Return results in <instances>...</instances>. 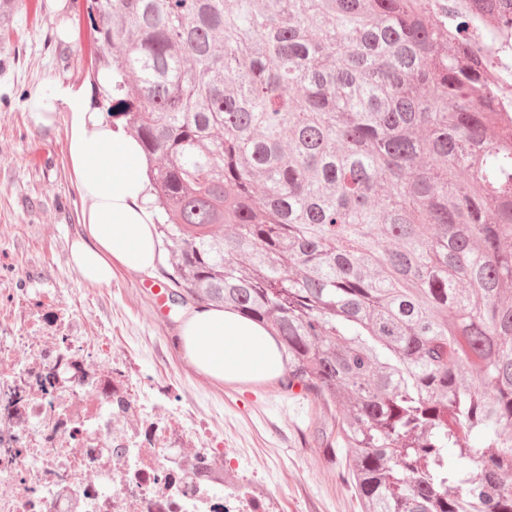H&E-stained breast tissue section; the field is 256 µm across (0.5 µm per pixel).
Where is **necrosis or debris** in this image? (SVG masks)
Returning <instances> with one entry per match:
<instances>
[{
    "mask_svg": "<svg viewBox=\"0 0 512 512\" xmlns=\"http://www.w3.org/2000/svg\"><path fill=\"white\" fill-rule=\"evenodd\" d=\"M28 332L0 338V512H268L228 497L202 436L138 407L96 336L74 335L63 307L15 298Z\"/></svg>",
    "mask_w": 512,
    "mask_h": 512,
    "instance_id": "necrosis-or-debris-1",
    "label": "necrosis or debris"
}]
</instances>
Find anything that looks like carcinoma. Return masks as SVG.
Wrapping results in <instances>:
<instances>
[{
    "label": "carcinoma",
    "mask_w": 512,
    "mask_h": 512,
    "mask_svg": "<svg viewBox=\"0 0 512 512\" xmlns=\"http://www.w3.org/2000/svg\"><path fill=\"white\" fill-rule=\"evenodd\" d=\"M26 0H0V27ZM85 0L163 287L264 326L361 512H512V8ZM465 177L459 178L458 172ZM481 444L471 443V436Z\"/></svg>",
    "instance_id": "1"
}]
</instances>
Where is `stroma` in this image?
I'll return each instance as SVG.
<instances>
[{"mask_svg": "<svg viewBox=\"0 0 512 512\" xmlns=\"http://www.w3.org/2000/svg\"><path fill=\"white\" fill-rule=\"evenodd\" d=\"M43 8L22 13L0 33V333L19 327L12 292L49 295L101 338L134 384L135 405L163 404L190 432L206 436L216 460L232 467L242 485L270 494V512H360L342 479L344 450L319 447L328 419L312 396L280 384L213 382L179 353L175 326L183 312L160 316L152 289L171 255L151 274L118 272L107 287L85 282L69 259L78 233L79 198L67 167L68 111L52 126L26 110L29 90L79 84L96 64L78 14Z\"/></svg>", "mask_w": 512, "mask_h": 512, "instance_id": "35a3bbf8", "label": "stroma"}]
</instances>
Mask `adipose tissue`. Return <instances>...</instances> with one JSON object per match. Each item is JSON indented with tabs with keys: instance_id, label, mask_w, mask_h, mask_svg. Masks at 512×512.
Instances as JSON below:
<instances>
[{
	"instance_id": "ef3b65f1",
	"label": "adipose tissue",
	"mask_w": 512,
	"mask_h": 512,
	"mask_svg": "<svg viewBox=\"0 0 512 512\" xmlns=\"http://www.w3.org/2000/svg\"><path fill=\"white\" fill-rule=\"evenodd\" d=\"M111 88V76L102 72L78 86L57 85L50 94L36 88L27 100L37 123L45 126L52 124L58 105L68 108V161L81 226L70 261L96 286L110 285L121 269L150 273L160 259L139 145L95 102ZM175 341L194 370L215 382H272L284 373L275 338L229 310L207 305L188 310Z\"/></svg>"
}]
</instances>
